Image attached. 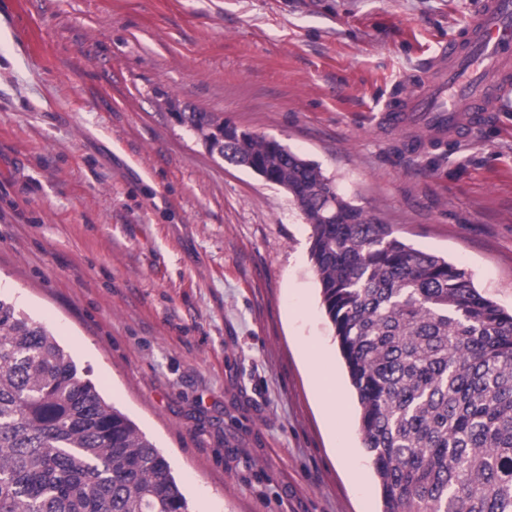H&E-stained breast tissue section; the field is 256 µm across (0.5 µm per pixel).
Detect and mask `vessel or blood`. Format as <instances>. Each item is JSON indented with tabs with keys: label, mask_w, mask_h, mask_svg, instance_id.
<instances>
[{
	"label": "vessel or blood",
	"mask_w": 512,
	"mask_h": 512,
	"mask_svg": "<svg viewBox=\"0 0 512 512\" xmlns=\"http://www.w3.org/2000/svg\"><path fill=\"white\" fill-rule=\"evenodd\" d=\"M512 92V0H480L477 17L431 57L413 93L389 104L382 120L418 125L433 143L471 133Z\"/></svg>",
	"instance_id": "b4317fda"
}]
</instances>
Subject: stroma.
<instances>
[{"mask_svg":"<svg viewBox=\"0 0 512 512\" xmlns=\"http://www.w3.org/2000/svg\"><path fill=\"white\" fill-rule=\"evenodd\" d=\"M474 12L475 0H12L0 13V297L46 324L157 446L191 512L383 502L310 224L176 113L288 145L511 311L512 94L476 135L419 152L376 125ZM306 345L330 360L336 429ZM177 115L181 116L179 121L194 130L200 136L204 144L217 138V143L208 144L206 148L210 153H216L221 158H224L225 144L232 141V137L235 133H239L236 127L224 124V121H220L219 118L211 112H179ZM220 132L223 133L219 134L217 137V134ZM224 160L226 159L224 158ZM226 161L229 162L228 160Z\"/></svg>","mask_w":512,"mask_h":512,"instance_id":"stroma-1","label":"stroma"}]
</instances>
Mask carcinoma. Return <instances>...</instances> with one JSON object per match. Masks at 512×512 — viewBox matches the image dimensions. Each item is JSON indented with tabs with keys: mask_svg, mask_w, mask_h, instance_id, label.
Instances as JSON below:
<instances>
[{
	"mask_svg": "<svg viewBox=\"0 0 512 512\" xmlns=\"http://www.w3.org/2000/svg\"><path fill=\"white\" fill-rule=\"evenodd\" d=\"M179 116L205 144L224 131L211 112ZM225 155L283 188L311 226L383 512H512V312L281 142L244 133ZM0 512H188L153 442L1 298Z\"/></svg>",
	"mask_w": 512,
	"mask_h": 512,
	"instance_id": "carcinoma-1",
	"label": "carcinoma"
}]
</instances>
